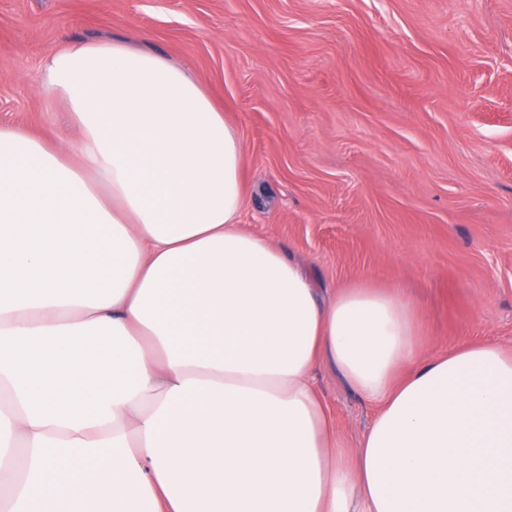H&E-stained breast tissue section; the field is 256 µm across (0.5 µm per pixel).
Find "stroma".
<instances>
[{
	"label": "stroma",
	"mask_w": 512,
	"mask_h": 512,
	"mask_svg": "<svg viewBox=\"0 0 512 512\" xmlns=\"http://www.w3.org/2000/svg\"><path fill=\"white\" fill-rule=\"evenodd\" d=\"M132 38L243 143L242 228L318 286L398 289L435 352L512 350V0H0V126L73 138L46 57ZM355 445L374 409L313 374Z\"/></svg>",
	"instance_id": "35a3bbf8"
}]
</instances>
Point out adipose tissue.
Masks as SVG:
<instances>
[{
  "mask_svg": "<svg viewBox=\"0 0 512 512\" xmlns=\"http://www.w3.org/2000/svg\"><path fill=\"white\" fill-rule=\"evenodd\" d=\"M43 72L78 139L0 127V512H512V352H428L399 294L244 231L238 132L154 51ZM324 360L376 409L356 447Z\"/></svg>",
  "mask_w": 512,
  "mask_h": 512,
  "instance_id": "adipose-tissue-1",
  "label": "adipose tissue"
}]
</instances>
